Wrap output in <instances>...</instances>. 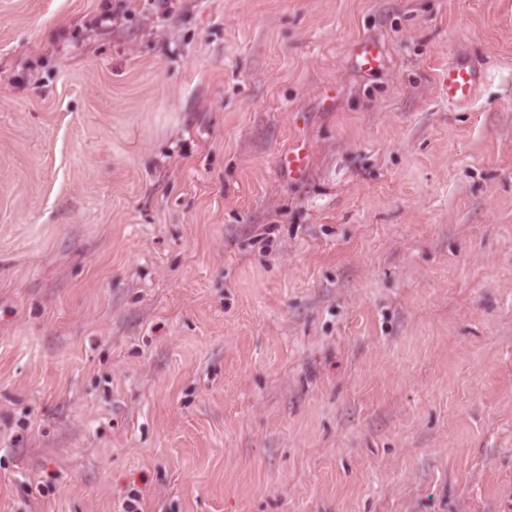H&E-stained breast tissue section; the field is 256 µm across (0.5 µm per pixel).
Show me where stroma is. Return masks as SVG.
<instances>
[{"label":"stroma","mask_w":512,"mask_h":512,"mask_svg":"<svg viewBox=\"0 0 512 512\" xmlns=\"http://www.w3.org/2000/svg\"><path fill=\"white\" fill-rule=\"evenodd\" d=\"M0 512H512V0H0ZM354 54L359 68L368 72L379 66L382 55L379 46L369 41H358ZM476 80V72L470 66L457 64L448 67V100L451 102L469 100L475 90ZM307 149L303 143H296L294 147L288 150V153L280 158L281 165L288 168V171L294 176H300L306 167Z\"/></svg>","instance_id":"1"}]
</instances>
